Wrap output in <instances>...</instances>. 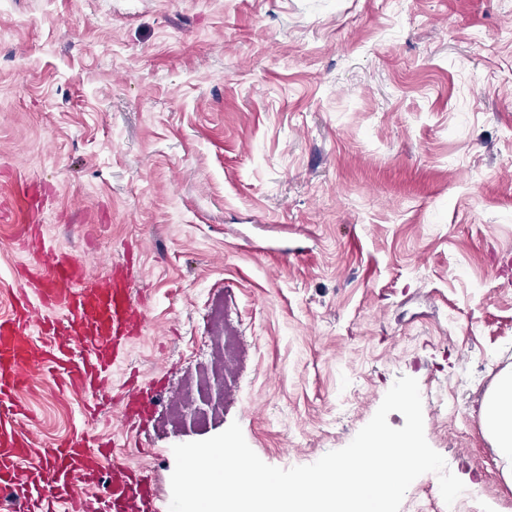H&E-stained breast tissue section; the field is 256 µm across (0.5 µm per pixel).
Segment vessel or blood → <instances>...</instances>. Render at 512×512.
Returning <instances> with one entry per match:
<instances>
[{"instance_id": "1", "label": "vessel or blood", "mask_w": 512, "mask_h": 512, "mask_svg": "<svg viewBox=\"0 0 512 512\" xmlns=\"http://www.w3.org/2000/svg\"><path fill=\"white\" fill-rule=\"evenodd\" d=\"M49 195L19 176L7 201L28 259L15 267L12 308L0 316V499L15 512H161L150 470L120 459L109 436L80 428L47 444L30 427L22 395L45 377L87 418L110 410L121 354L149 320L131 264L94 274L49 242L34 221ZM123 388L121 422L138 427L164 391L134 373Z\"/></svg>"}]
</instances>
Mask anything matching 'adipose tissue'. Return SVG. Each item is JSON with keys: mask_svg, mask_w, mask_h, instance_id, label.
<instances>
[{"mask_svg": "<svg viewBox=\"0 0 512 512\" xmlns=\"http://www.w3.org/2000/svg\"><path fill=\"white\" fill-rule=\"evenodd\" d=\"M482 419L500 471L512 485V366L502 368L484 399Z\"/></svg>", "mask_w": 512, "mask_h": 512, "instance_id": "ef3b65f1", "label": "adipose tissue"}]
</instances>
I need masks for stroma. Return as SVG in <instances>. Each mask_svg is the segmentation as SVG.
Here are the masks:
<instances>
[{
    "label": "stroma",
    "instance_id": "35a3bbf8",
    "mask_svg": "<svg viewBox=\"0 0 512 512\" xmlns=\"http://www.w3.org/2000/svg\"><path fill=\"white\" fill-rule=\"evenodd\" d=\"M16 172L92 271L139 245L131 366L175 395L224 339L222 418L158 402L130 457L159 504L174 445L236 422L308 465L407 375L479 484L459 512H512L480 417L512 365V0H0V199ZM23 399L45 442L128 438L49 382Z\"/></svg>",
    "mask_w": 512,
    "mask_h": 512
}]
</instances>
